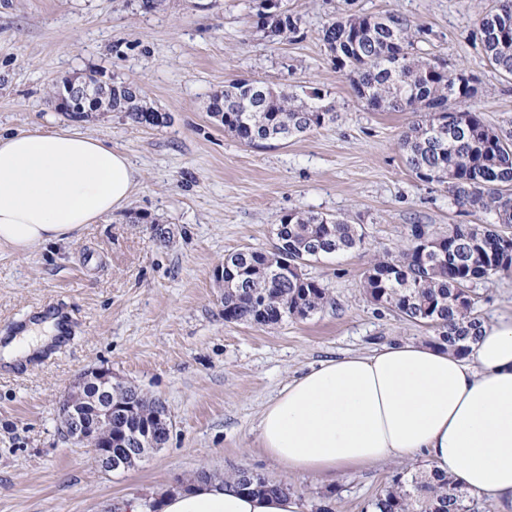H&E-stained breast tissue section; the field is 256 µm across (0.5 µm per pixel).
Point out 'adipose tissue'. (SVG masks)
Here are the masks:
<instances>
[{
	"label": "adipose tissue",
	"mask_w": 512,
	"mask_h": 512,
	"mask_svg": "<svg viewBox=\"0 0 512 512\" xmlns=\"http://www.w3.org/2000/svg\"><path fill=\"white\" fill-rule=\"evenodd\" d=\"M138 174L127 155L70 127L0 135V247L76 237L124 208ZM259 442L291 475L341 476L424 457L470 494L512 512V315L483 325L466 355L425 341L321 361L263 408ZM161 512H299L288 493L218 480L174 489Z\"/></svg>",
	"instance_id": "adipose-tissue-1"
}]
</instances>
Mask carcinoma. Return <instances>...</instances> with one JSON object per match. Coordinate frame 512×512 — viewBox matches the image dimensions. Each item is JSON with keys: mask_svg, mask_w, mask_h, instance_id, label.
Wrapping results in <instances>:
<instances>
[{"mask_svg": "<svg viewBox=\"0 0 512 512\" xmlns=\"http://www.w3.org/2000/svg\"><path fill=\"white\" fill-rule=\"evenodd\" d=\"M262 26L277 36L297 31L296 21L273 9L260 14ZM489 63L512 77V0L477 22ZM323 42L336 69L345 73L360 99L377 111L411 112L418 116L402 136L406 165L425 183L446 186L454 204L467 214H484L491 221L475 227L456 224L448 235L432 239L420 251L416 234L398 254L382 253L365 273L363 288L375 303L407 321L434 332L432 342L467 353V340L483 320L467 284L512 268L500 254L504 235L512 233V126L493 127L468 102L478 92L475 78L413 52V35L396 15H350L322 30ZM221 123L239 142L260 146L336 122L332 105H313L283 90L262 97L247 82H236L213 95ZM96 108L124 112L135 124L162 125L167 116L150 105L137 89L112 86V100ZM364 247V233L332 215L311 211L289 213L278 225L271 252L246 247L226 255L243 272L224 289V321L273 328L288 319L304 320L331 301L330 292L305 273L268 264L284 256L302 259L345 253ZM138 418L150 414L149 398L134 387L127 390ZM235 487L257 493H286L290 488L260 474L237 470L228 476ZM373 512H479L474 498L445 475L430 471L398 474L372 502Z\"/></svg>", "mask_w": 512, "mask_h": 512, "instance_id": "carcinoma-1", "label": "carcinoma"}]
</instances>
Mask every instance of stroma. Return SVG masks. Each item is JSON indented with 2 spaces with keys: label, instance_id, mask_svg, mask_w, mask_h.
<instances>
[{
  "label": "stroma",
  "instance_id": "1",
  "mask_svg": "<svg viewBox=\"0 0 512 512\" xmlns=\"http://www.w3.org/2000/svg\"><path fill=\"white\" fill-rule=\"evenodd\" d=\"M262 4L0 0V133L72 126L124 151L138 171L126 207L74 239L0 250V337L43 305H63L73 320L61 350L18 370L0 365V512H114L199 471L221 479L240 468L288 484L300 512H369L393 476L424 469L387 461L336 481L287 476L262 451L257 426L264 405L320 361L428 340L426 327L366 295L365 273L378 251L407 244L412 225L441 237L486 221L410 173L399 142L413 114L368 108L333 65L323 27L351 14L403 18L419 32L416 53L477 77L469 108L497 126L512 120V79L475 35L496 0H281L297 21L286 37L258 26ZM90 71L137 87L168 124L59 111L55 83ZM239 79L320 96L338 118L244 145L208 112L211 96ZM294 211L345 218L365 235L362 250L306 267L331 303L274 328L225 321L216 279L225 255L271 249L275 225ZM473 289L485 322L512 314V269ZM95 369L162 400L174 422L168 443L125 471L104 470L56 431L60 401Z\"/></svg>",
  "mask_w": 512,
  "mask_h": 512
}]
</instances>
